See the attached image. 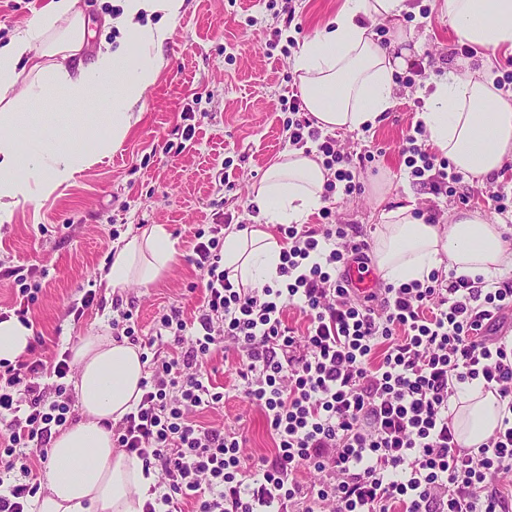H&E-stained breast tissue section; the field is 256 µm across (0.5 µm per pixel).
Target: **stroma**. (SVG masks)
I'll return each mask as SVG.
<instances>
[{"instance_id": "obj_1", "label": "stroma", "mask_w": 512, "mask_h": 512, "mask_svg": "<svg viewBox=\"0 0 512 512\" xmlns=\"http://www.w3.org/2000/svg\"><path fill=\"white\" fill-rule=\"evenodd\" d=\"M47 0H0V44L31 23ZM433 0H412L413 12L399 22L374 23V32L393 33L396 24L412 30L405 45L411 60L427 58L431 71L463 72L467 58L447 17L432 10ZM343 0H300L295 27L288 36L304 43L320 34ZM276 21L268 0H187L184 15L173 25L162 47L164 65L156 84L144 95L140 119L110 157L76 175L51 197L20 205L10 224H0V313H12L20 301L16 269L43 268L40 290L29 305L34 336L45 353L72 350L83 337L112 331V298L133 303L143 334L154 331L163 309L176 306L192 318L204 298L200 271L189 256L196 230L215 216L250 220L248 206L267 167L288 151L283 126L288 118L281 98L299 83L292 59L266 43ZM432 80L410 90L398 88L395 101L374 127L338 131L350 151L371 150L362 194L336 199L333 216L375 235L381 211L415 197L418 211L437 207L440 223L454 210L477 212L503 225V215L484 197L461 204L460 195L483 187L485 194L512 188V169L500 170L484 182L463 177L450 194L439 196L413 186L400 149L415 124L416 100H427ZM193 112L196 132L183 142L184 112ZM150 224H162L176 251L174 264L155 282L106 288L102 275L112 256V234L133 235ZM96 299L80 320L67 314L86 290ZM214 385L229 390L223 404L198 413L202 423L242 432L245 453L271 454L274 441L262 410L233 396L238 382L233 353L216 352L204 365Z\"/></svg>"}]
</instances>
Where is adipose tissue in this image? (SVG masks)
Instances as JSON below:
<instances>
[{
    "label": "adipose tissue",
    "mask_w": 512,
    "mask_h": 512,
    "mask_svg": "<svg viewBox=\"0 0 512 512\" xmlns=\"http://www.w3.org/2000/svg\"><path fill=\"white\" fill-rule=\"evenodd\" d=\"M79 0H51L47 9L0 45V223L19 205L49 197L126 138L136 110L155 84L160 49L183 15L186 0H117L112 25L122 32L91 61L80 60L89 33ZM440 13L460 41L487 50L478 68L447 72L418 113L428 142L454 167L476 179L497 173L512 158V97L496 86L492 52L512 50V0H439ZM411 0H344L328 26L293 58L302 98L320 128L375 126L393 104L395 73L406 61L392 55L371 31L375 19L412 12ZM53 95L74 110L80 135L62 142L59 124L35 120L30 102ZM98 111H84L88 101ZM328 172L314 156L291 149L268 167L254 191L259 213L252 228L224 237V269L237 286L279 278L283 245L272 229L298 224L323 204ZM175 258L162 225L119 239L104 276L107 287L156 281ZM373 260L386 281H425L441 267L490 281L512 273V247L499 225L466 211L428 224L415 204L381 211ZM75 393L81 418L52 439L50 464L31 512H142L153 472L116 448L101 420H121L142 395L145 376L138 346L109 336H87L73 348ZM505 403L485 382L461 384L450 409L460 441L485 442L500 425Z\"/></svg>",
    "instance_id": "ef3b65f1"
}]
</instances>
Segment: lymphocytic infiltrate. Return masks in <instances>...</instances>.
Returning <instances> with one entry per match:
<instances>
[{
	"instance_id": "obj_1",
	"label": "lymphocytic infiltrate",
	"mask_w": 512,
	"mask_h": 512,
	"mask_svg": "<svg viewBox=\"0 0 512 512\" xmlns=\"http://www.w3.org/2000/svg\"><path fill=\"white\" fill-rule=\"evenodd\" d=\"M288 144L315 150L328 194L362 193L366 153L341 148L320 129L300 95L283 98ZM423 125L401 155L414 184L447 193L460 175L426 147ZM289 224L275 284L237 288L224 271V227L197 230L196 267L205 281L194 320L173 306L143 336L129 309L112 316L116 338L152 359L139 404L112 424L116 447L156 469L144 512H512V495L492 476L512 475V279L489 288L431 275L428 282L380 283L357 298L350 264L369 268L370 243L354 224ZM305 317L289 327L286 308ZM238 357V392L265 415L274 451H243L234 430L198 423L197 411L224 401L204 369L220 349ZM69 352L0 369V512H29L39 490L32 461L47 462L52 431L67 426L73 395ZM483 379L508 414L478 448L462 445L450 413L458 384ZM312 469L320 479L298 481Z\"/></svg>"
}]
</instances>
